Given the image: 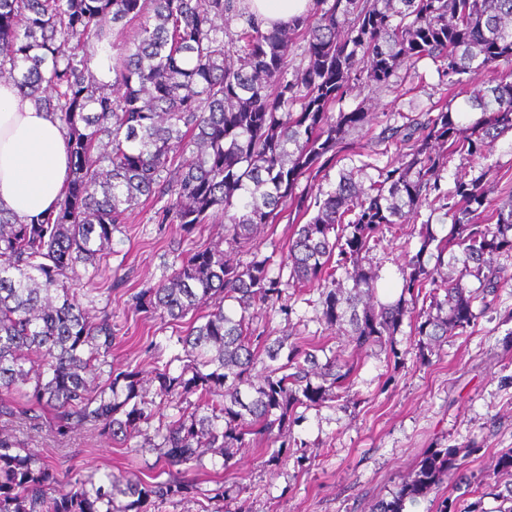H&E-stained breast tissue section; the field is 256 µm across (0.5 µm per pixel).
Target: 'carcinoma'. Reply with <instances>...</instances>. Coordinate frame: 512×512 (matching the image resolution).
Wrapping results in <instances>:
<instances>
[{
  "label": "carcinoma",
  "instance_id": "1",
  "mask_svg": "<svg viewBox=\"0 0 512 512\" xmlns=\"http://www.w3.org/2000/svg\"><path fill=\"white\" fill-rule=\"evenodd\" d=\"M236 9L234 0H0V80L58 116L72 171L63 198L36 222L0 209V419L36 426L49 410L59 436L90 426L122 445L141 437L134 452L158 449L170 466L199 470L210 453L227 470L225 449H246L257 436L275 443L297 408L354 384L351 358L322 363L309 344L253 326L258 309L288 313L284 289L319 290L321 320L348 325L357 347H380L396 368L407 355L396 339L403 324L422 352L470 326L474 300L500 288L490 260L512 257V197L490 207V168L455 175L450 189L442 181L452 156L484 157L512 132V82L469 78L512 62V0H313L308 13L267 29L250 12L233 56L224 17ZM134 20L113 80L98 79L94 44ZM297 35L303 59L291 70ZM423 59L439 64L448 85L468 86L464 105L444 103L400 125L386 119L370 145L378 156L399 147L398 164L361 182L343 174L312 199L296 194L365 122L363 112H330L344 88L387 86ZM144 199L165 200L158 222L186 235L217 216L224 223V239L174 256L168 275L134 295L161 319L210 306L203 323L168 338L186 364L155 367L151 399L139 371L112 369V313L92 316L80 302L112 233ZM424 201L448 216L449 235L438 237L427 220L413 227L420 246L398 267V299L364 301L374 288L370 253L395 225L417 219ZM284 217L295 223L287 248L261 254L258 229ZM224 243L249 247L252 259L229 261ZM467 277L478 288L468 289ZM158 398L178 414L161 415ZM460 453L434 450L371 512H404L406 500L451 476L459 495L439 498L437 512H458L473 483ZM195 488L181 472L152 482L110 472L65 480L0 433V512H149ZM482 495L512 512V483H486Z\"/></svg>",
  "mask_w": 512,
  "mask_h": 512
}]
</instances>
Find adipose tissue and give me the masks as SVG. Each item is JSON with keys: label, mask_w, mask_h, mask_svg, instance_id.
I'll list each match as a JSON object with an SVG mask.
<instances>
[{"label": "adipose tissue", "mask_w": 512, "mask_h": 512, "mask_svg": "<svg viewBox=\"0 0 512 512\" xmlns=\"http://www.w3.org/2000/svg\"><path fill=\"white\" fill-rule=\"evenodd\" d=\"M68 173L59 120L1 81L0 208L33 222L61 199Z\"/></svg>", "instance_id": "ef3b65f1"}]
</instances>
